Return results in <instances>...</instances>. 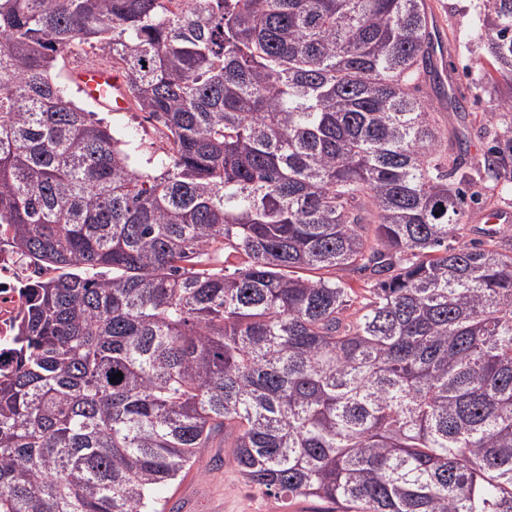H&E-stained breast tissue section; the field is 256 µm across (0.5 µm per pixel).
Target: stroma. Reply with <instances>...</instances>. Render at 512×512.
Instances as JSON below:
<instances>
[{
	"instance_id": "1",
	"label": "stroma",
	"mask_w": 512,
	"mask_h": 512,
	"mask_svg": "<svg viewBox=\"0 0 512 512\" xmlns=\"http://www.w3.org/2000/svg\"><path fill=\"white\" fill-rule=\"evenodd\" d=\"M436 25L435 54L446 89L454 90L463 111H453L447 97L433 84L423 85L421 94L431 105L449 141L467 136L470 156L479 159L487 142L480 138L489 98L479 86L487 66L484 49L470 40L468 34L482 0H430ZM117 136L128 141L137 164L161 154L164 144L148 114L128 109L112 112L97 108ZM512 213V191L496 194L493 201L471 203L459 244H479L488 240L496 227L484 217L491 210ZM163 512H342L341 504L316 498L278 499L249 487L239 473L231 448L218 446L202 449L196 465L184 476L158 493Z\"/></svg>"
}]
</instances>
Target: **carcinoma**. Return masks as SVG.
Returning <instances> with one entry per match:
<instances>
[{
    "label": "carcinoma",
    "instance_id": "obj_1",
    "mask_svg": "<svg viewBox=\"0 0 512 512\" xmlns=\"http://www.w3.org/2000/svg\"><path fill=\"white\" fill-rule=\"evenodd\" d=\"M426 0H0V512H161L232 437L245 482L345 512H512V94L448 153ZM473 34L512 79V0ZM87 45L166 140L150 168L56 73ZM233 271L212 266L226 250ZM321 270L365 275L366 302ZM123 379L110 381L117 373ZM475 190H479L482 196L479 197L478 201L471 203L468 209V216L463 223L464 229L460 231L461 235L456 242L452 241V244L456 246L479 244L487 241L492 232L512 229V221L510 224H503L502 221L499 224H490L486 223L483 218L484 215L491 212V207H494L497 211H508L512 215V191L498 193L499 190L496 189L495 197L492 199L491 205H488L484 195L485 191ZM22 269L16 265L14 257L5 248L0 249V346L14 334L16 323L27 301V290L20 286L23 282Z\"/></svg>",
    "mask_w": 512,
    "mask_h": 512
}]
</instances>
